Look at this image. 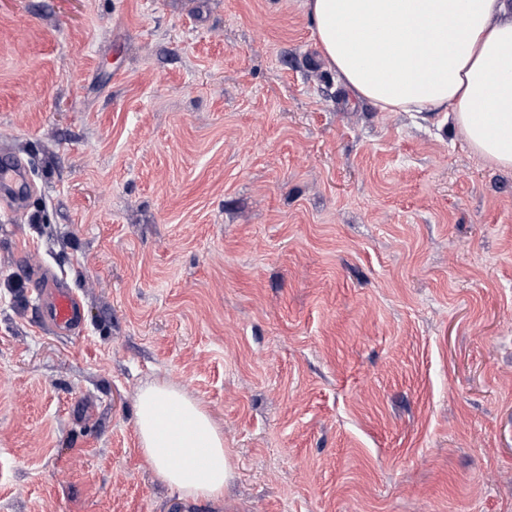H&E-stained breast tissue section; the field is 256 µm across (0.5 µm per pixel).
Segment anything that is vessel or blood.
<instances>
[{
	"instance_id": "vessel-or-blood-1",
	"label": "vessel or blood",
	"mask_w": 512,
	"mask_h": 512,
	"mask_svg": "<svg viewBox=\"0 0 512 512\" xmlns=\"http://www.w3.org/2000/svg\"><path fill=\"white\" fill-rule=\"evenodd\" d=\"M26 177L25 166L9 152L0 153V198L14 201V188ZM33 301L43 313V324L58 335L78 334L84 324L83 305L66 281L50 270L34 268Z\"/></svg>"
}]
</instances>
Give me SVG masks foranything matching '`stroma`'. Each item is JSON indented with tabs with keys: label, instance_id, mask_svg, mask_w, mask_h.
Returning a JSON list of instances; mask_svg holds the SVG:
<instances>
[{
	"label": "stroma",
	"instance_id": "stroma-1",
	"mask_svg": "<svg viewBox=\"0 0 512 512\" xmlns=\"http://www.w3.org/2000/svg\"><path fill=\"white\" fill-rule=\"evenodd\" d=\"M2 148L0 512H512V170L352 96L302 0H0ZM157 383L223 499L142 456ZM26 171L22 162L9 152L2 150L0 159V193L2 202H12L15 206L17 197L14 196V186L25 180ZM33 282V302L42 310V324L58 335L78 334L84 324L83 305L66 281L49 269L29 271ZM135 427L143 457L160 481L183 496H224L233 465L220 429L199 400L150 385L139 395Z\"/></svg>",
	"mask_w": 512,
	"mask_h": 512
}]
</instances>
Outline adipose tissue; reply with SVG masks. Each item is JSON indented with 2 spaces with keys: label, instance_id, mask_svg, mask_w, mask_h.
<instances>
[{
  "label": "adipose tissue",
  "instance_id": "adipose-tissue-1",
  "mask_svg": "<svg viewBox=\"0 0 512 512\" xmlns=\"http://www.w3.org/2000/svg\"><path fill=\"white\" fill-rule=\"evenodd\" d=\"M312 34L356 97L443 112L485 163L512 169V0H303ZM140 450L160 481L217 500L233 465L202 403L153 384L136 405Z\"/></svg>",
  "mask_w": 512,
  "mask_h": 512
}]
</instances>
